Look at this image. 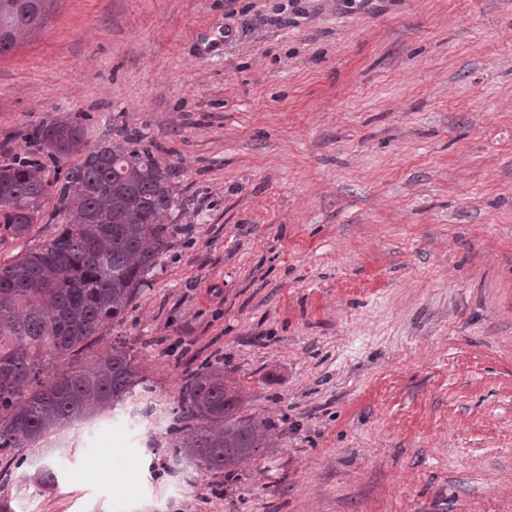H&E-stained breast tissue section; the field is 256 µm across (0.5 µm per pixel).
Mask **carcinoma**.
Returning a JSON list of instances; mask_svg holds the SVG:
<instances>
[{
	"mask_svg": "<svg viewBox=\"0 0 512 512\" xmlns=\"http://www.w3.org/2000/svg\"><path fill=\"white\" fill-rule=\"evenodd\" d=\"M49 0H0V56L40 26ZM51 161L81 153L82 130L65 118L40 125ZM104 141L63 180L39 160L0 161V229L27 233L54 187L68 223L49 242L0 262V466L75 423L113 413L152 389L124 340L84 363L88 340L122 316L169 246L165 218L185 209L169 168L146 148ZM249 396L224 370L203 362L189 371L171 415L170 447L206 471L228 477L267 444L270 423L243 414Z\"/></svg>",
	"mask_w": 512,
	"mask_h": 512,
	"instance_id": "1",
	"label": "carcinoma"
}]
</instances>
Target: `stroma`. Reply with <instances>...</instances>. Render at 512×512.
<instances>
[{
  "label": "stroma",
  "instance_id": "1",
  "mask_svg": "<svg viewBox=\"0 0 512 512\" xmlns=\"http://www.w3.org/2000/svg\"><path fill=\"white\" fill-rule=\"evenodd\" d=\"M62 116L87 151L139 130L188 206L82 353L125 340L152 393L25 449L0 498L512 512V0H56L0 57V156ZM205 361L272 423L237 480L167 446Z\"/></svg>",
  "mask_w": 512,
  "mask_h": 512
}]
</instances>
